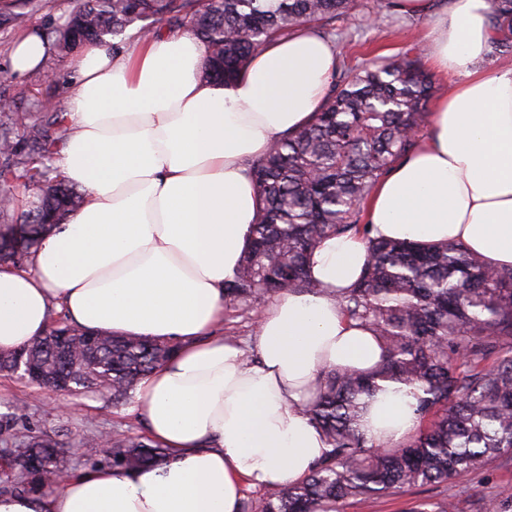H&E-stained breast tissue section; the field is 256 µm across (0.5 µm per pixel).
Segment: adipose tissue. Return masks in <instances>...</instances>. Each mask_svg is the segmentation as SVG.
<instances>
[{"label": "adipose tissue", "instance_id": "adipose-tissue-1", "mask_svg": "<svg viewBox=\"0 0 512 512\" xmlns=\"http://www.w3.org/2000/svg\"><path fill=\"white\" fill-rule=\"evenodd\" d=\"M430 16L429 0H394ZM435 70L458 80L430 108L428 131L374 187L364 211L376 238L458 245L512 267V64L482 66L495 31L487 0H452L430 16ZM203 46L150 33L123 52L85 49L68 119L78 134L56 160L84 203L52 225L29 263L0 265V351L44 336L51 310L91 332L179 343L143 378L134 408L166 465L94 468L45 495L0 496V512H238L244 485L300 481L327 449L304 411L321 369L381 360L371 328L336 302L367 260L355 236L313 253V293L264 307L257 362L215 335L255 223L250 164L307 124L336 79L335 48L317 30L268 42L232 83L203 79ZM406 387L385 384L366 437L398 444L419 421Z\"/></svg>", "mask_w": 512, "mask_h": 512}]
</instances>
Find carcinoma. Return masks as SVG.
Masks as SVG:
<instances>
[{
  "instance_id": "cac0c4a2",
  "label": "carcinoma",
  "mask_w": 512,
  "mask_h": 512,
  "mask_svg": "<svg viewBox=\"0 0 512 512\" xmlns=\"http://www.w3.org/2000/svg\"><path fill=\"white\" fill-rule=\"evenodd\" d=\"M354 0H80L53 24L46 39L61 54L86 45L112 43L119 52L131 39L162 28L200 42L204 75L228 82L269 41L305 27L322 28L345 17ZM497 36L494 50H512V0H487ZM42 0H0V27L24 26ZM434 92L418 57L403 52L385 63L371 60L342 77L311 123L278 138L251 164L259 210L250 245L234 277L224 282V309L235 312L288 292H314L307 260L332 235H357L369 256L354 287L337 295L343 311L370 325L382 349L377 369H325L310 419L328 451L303 480L244 499L240 512H342L353 499L425 484H448L483 471L512 453V268L490 266L455 245L424 246L370 236L362 216L369 195L391 165L410 153L429 120ZM37 110L69 139L76 128L60 102ZM24 128L12 140L7 126ZM0 227L16 223L13 183H40L14 236L3 240L5 257L23 263L51 224L80 207L83 193L54 174V142L29 113L0 108ZM77 331L66 321L22 347L23 360L46 381L71 377L72 390L96 387L120 405L139 381L166 363L173 341L96 335L93 345L69 342L67 364L57 361L56 340ZM391 381L410 388L419 426L398 445L374 444L361 422ZM23 407L0 414V440L13 438ZM15 461L26 478L0 488L4 494H42L63 481L70 449L44 432L28 436ZM168 449L149 437L112 431L99 464L115 470L161 466Z\"/></svg>"
}]
</instances>
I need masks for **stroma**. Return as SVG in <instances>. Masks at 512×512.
<instances>
[{"mask_svg":"<svg viewBox=\"0 0 512 512\" xmlns=\"http://www.w3.org/2000/svg\"><path fill=\"white\" fill-rule=\"evenodd\" d=\"M392 0H356L351 20H337L330 39L340 57V69L360 66L373 59L386 60L412 48L426 18H410L393 9ZM18 31L0 29V97L13 111H35L40 99L57 96L69 85L73 72L69 58L48 53L41 66L24 75H15L10 58ZM21 402L26 406L19 424L20 434L46 431L57 434L64 444L81 442L76 456L68 461L67 476L90 469L104 456L102 447L88 443L91 432L120 427L131 435L142 436L146 424L131 404L114 405L108 394L83 389L73 394H56L39 388L19 374L0 373V404ZM512 485V454L491 463L477 474H467L445 487L423 485L397 493L353 501L345 512H405L410 503H436L452 497L456 512H481L485 502L494 499L502 486Z\"/></svg>","mask_w":512,"mask_h":512,"instance_id":"obj_1","label":"stroma"}]
</instances>
